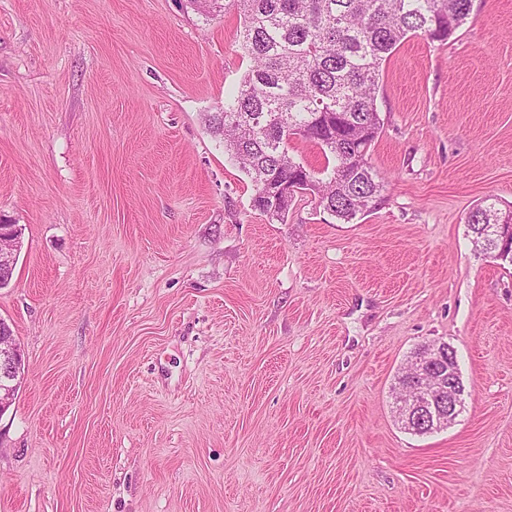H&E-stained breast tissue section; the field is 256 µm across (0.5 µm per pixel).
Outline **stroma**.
Here are the masks:
<instances>
[{"label":"stroma","instance_id":"35a3bbf8","mask_svg":"<svg viewBox=\"0 0 512 512\" xmlns=\"http://www.w3.org/2000/svg\"><path fill=\"white\" fill-rule=\"evenodd\" d=\"M234 8L0 0V512H512V264L468 212L512 205V0L383 64L376 204L284 222L205 115L251 66ZM456 352L464 408L415 435L396 378ZM20 228L13 224L0 227V285H8L11 274L16 267L22 247ZM24 367L23 352L9 334V326L0 319V414L15 399Z\"/></svg>","mask_w":512,"mask_h":512}]
</instances>
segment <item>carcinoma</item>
I'll use <instances>...</instances> for the list:
<instances>
[{
	"label": "carcinoma",
	"mask_w": 512,
	"mask_h": 512,
	"mask_svg": "<svg viewBox=\"0 0 512 512\" xmlns=\"http://www.w3.org/2000/svg\"><path fill=\"white\" fill-rule=\"evenodd\" d=\"M243 16L241 46L253 65L206 117L209 132L254 183L252 207L284 222L290 202L273 207L262 179L288 189L311 184L320 203L343 222L374 204V179L362 143L380 127L379 72L401 41L423 35L447 40L465 24L473 0H230ZM300 137L323 154L320 176L295 161L287 138ZM512 215L489 203L473 208L466 223L488 257L512 263L485 227Z\"/></svg>",
	"instance_id": "obj_1"
}]
</instances>
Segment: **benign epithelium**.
Segmentation results:
<instances>
[{"mask_svg":"<svg viewBox=\"0 0 512 512\" xmlns=\"http://www.w3.org/2000/svg\"><path fill=\"white\" fill-rule=\"evenodd\" d=\"M22 247L19 227L0 226V285L6 286L16 267ZM452 347L446 343L421 346L411 357L413 393L395 389L394 405L398 421L411 427L423 419L422 426L440 431L452 425L464 406L465 388L448 365ZM25 362L23 352L9 334V326L0 319V414L15 399L20 388Z\"/></svg>","mask_w":512,"mask_h":512,"instance_id":"1","label":"benign epithelium"}]
</instances>
